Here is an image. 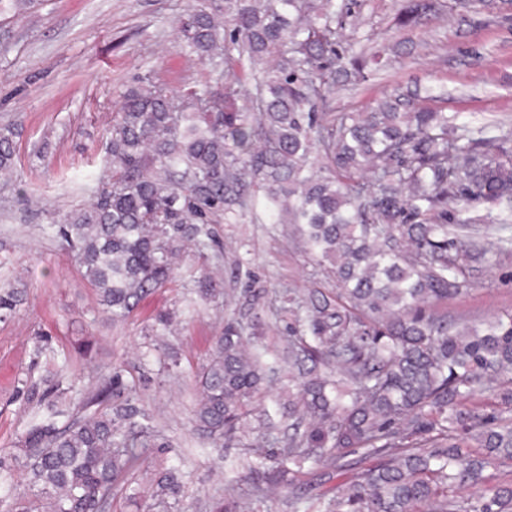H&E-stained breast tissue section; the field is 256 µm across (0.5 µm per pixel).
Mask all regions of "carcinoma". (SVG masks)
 I'll use <instances>...</instances> for the list:
<instances>
[{"instance_id":"obj_1","label":"carcinoma","mask_w":512,"mask_h":512,"mask_svg":"<svg viewBox=\"0 0 512 512\" xmlns=\"http://www.w3.org/2000/svg\"><path fill=\"white\" fill-rule=\"evenodd\" d=\"M355 0H194L178 47L221 68L188 90L150 79L112 113L107 171L88 205L49 225L73 250L112 319L171 281L192 243L217 244L211 224L235 196L239 213L294 224L312 259L336 276V294L288 290V407L293 433L267 452L254 483L264 498L298 476L339 473L345 458L375 464L346 487L288 500L292 512H512V484L484 489L485 467L512 460V418L462 410L479 391L512 411V314L478 329L448 320V298L470 289L486 252L512 253V223L493 241L457 206L512 213V163L485 128L448 136V113L407 111L399 94L368 112L323 111L340 60L338 30ZM35 0H0V15ZM432 0H407L397 23L415 26ZM13 132L0 133V172L12 168ZM22 301L0 285V314ZM278 380L267 352L249 349L224 321L198 384L195 431L237 448L262 387ZM121 371L66 422L60 389L37 395L43 413L22 440L30 486L47 512H103L112 486L139 465L140 414ZM469 488L472 494H458ZM181 492L172 467L153 480L154 506Z\"/></svg>"}]
</instances>
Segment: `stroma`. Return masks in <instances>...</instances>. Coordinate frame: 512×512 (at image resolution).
Wrapping results in <instances>:
<instances>
[{
    "instance_id": "obj_1",
    "label": "stroma",
    "mask_w": 512,
    "mask_h": 512,
    "mask_svg": "<svg viewBox=\"0 0 512 512\" xmlns=\"http://www.w3.org/2000/svg\"><path fill=\"white\" fill-rule=\"evenodd\" d=\"M191 0H40L0 23V129L14 133L11 181H0V284L23 300L0 318V457L11 459L0 493L32 512L37 498L16 459L19 441L39 416L29 389L44 390L61 358L76 392L101 387L121 369L130 396L150 417L159 448L114 489L106 512H154L155 475L179 467L182 491L172 512H215L226 494H242L252 474L227 485L226 472L252 456L261 439L241 448H208L192 432L197 375L228 314L270 350L287 345L282 307L288 290L331 291L284 224L243 218L215 222L218 246L189 248L172 282L145 295L123 321H113L61 239L48 231L50 211L88 202L105 169L112 114L140 79L189 87L214 77L212 62L180 53L176 27ZM405 0H360L354 24L340 32L354 53L385 50L386 67L354 83L337 75L330 112H363L383 94L411 95L418 109L444 112L452 127H486L512 139V0H478L417 27H399ZM469 292L450 298L448 317L482 325L512 314V256L480 264ZM206 283L211 293L200 299ZM174 313L171 331L156 334L158 314Z\"/></svg>"
}]
</instances>
